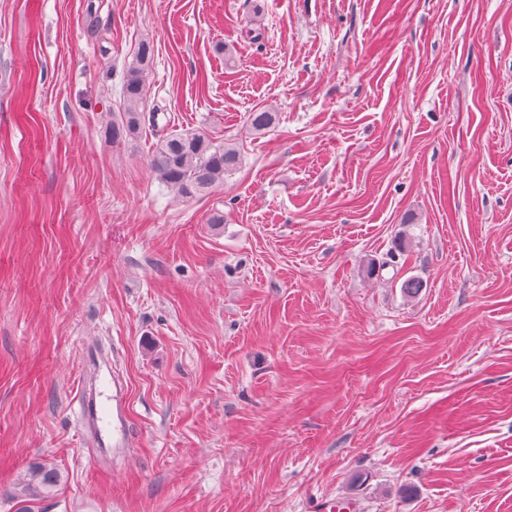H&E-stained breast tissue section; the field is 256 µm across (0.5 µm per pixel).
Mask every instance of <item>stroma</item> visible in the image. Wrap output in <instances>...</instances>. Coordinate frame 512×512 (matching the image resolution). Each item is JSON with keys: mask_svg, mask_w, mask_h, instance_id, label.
<instances>
[{"mask_svg": "<svg viewBox=\"0 0 512 512\" xmlns=\"http://www.w3.org/2000/svg\"><path fill=\"white\" fill-rule=\"evenodd\" d=\"M144 39L158 126L115 143ZM173 129L240 167L175 197ZM37 461L32 512H512V0H0V512ZM122 383L112 378V404L106 410L94 405L80 408L81 423L92 425L95 429L97 446L102 451H112V455L122 454L130 447L126 398L122 393ZM33 473L36 477V484H25L14 489V497L19 503H26L33 497H45L53 493L60 482L59 472L46 463H35Z\"/></svg>", "mask_w": 512, "mask_h": 512, "instance_id": "stroma-1", "label": "stroma"}]
</instances>
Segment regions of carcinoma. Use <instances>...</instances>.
Segmentation results:
<instances>
[{"mask_svg":"<svg viewBox=\"0 0 512 512\" xmlns=\"http://www.w3.org/2000/svg\"><path fill=\"white\" fill-rule=\"evenodd\" d=\"M152 62L153 45L143 40L123 76V111L107 127L114 142L133 139L147 126L156 125L157 113L146 111V79ZM248 120L250 127L259 133L274 125L276 113L259 108L249 114ZM148 164L162 186L180 198H192L234 174L240 154L230 144H215L203 132L181 131L160 138L148 157ZM33 473L36 484L14 489V497L23 503L19 512H31L24 503L53 493L60 482L59 472L45 463L34 464Z\"/></svg>","mask_w":512,"mask_h":512,"instance_id":"1","label":"carcinoma"}]
</instances>
